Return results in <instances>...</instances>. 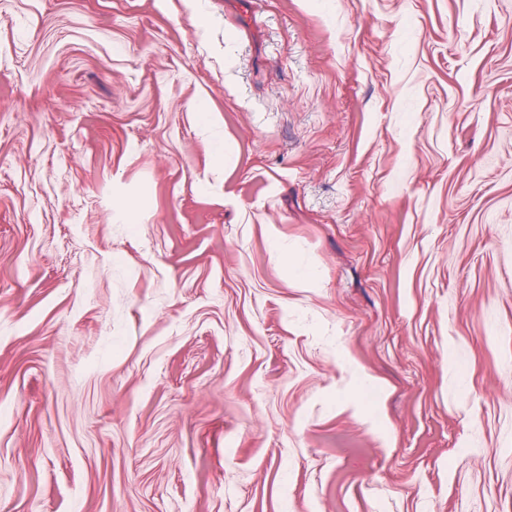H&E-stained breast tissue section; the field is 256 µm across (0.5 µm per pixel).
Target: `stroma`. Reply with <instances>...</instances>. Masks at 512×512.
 Instances as JSON below:
<instances>
[{"label":"stroma","instance_id":"stroma-1","mask_svg":"<svg viewBox=\"0 0 512 512\" xmlns=\"http://www.w3.org/2000/svg\"><path fill=\"white\" fill-rule=\"evenodd\" d=\"M0 512H512V0H0Z\"/></svg>","mask_w":512,"mask_h":512}]
</instances>
